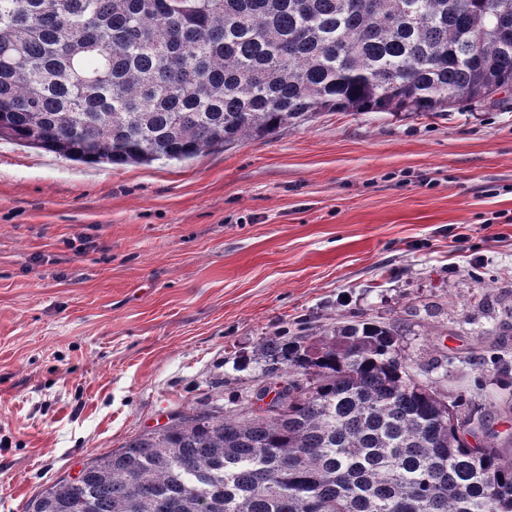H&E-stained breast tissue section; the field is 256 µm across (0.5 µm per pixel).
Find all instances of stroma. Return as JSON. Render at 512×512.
I'll return each instance as SVG.
<instances>
[{
    "instance_id": "1",
    "label": "stroma",
    "mask_w": 512,
    "mask_h": 512,
    "mask_svg": "<svg viewBox=\"0 0 512 512\" xmlns=\"http://www.w3.org/2000/svg\"><path fill=\"white\" fill-rule=\"evenodd\" d=\"M358 319L400 324L417 377L512 434V98L150 165L0 140V512L228 405L261 338Z\"/></svg>"
}]
</instances>
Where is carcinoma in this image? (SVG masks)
Instances as JSON below:
<instances>
[{"instance_id": "cac0c4a2", "label": "carcinoma", "mask_w": 512, "mask_h": 512, "mask_svg": "<svg viewBox=\"0 0 512 512\" xmlns=\"http://www.w3.org/2000/svg\"><path fill=\"white\" fill-rule=\"evenodd\" d=\"M512 0H0V140L182 162L322 112L440 115L512 89ZM398 326L258 345L275 409L175 411L28 512H512L488 414L418 379Z\"/></svg>"}]
</instances>
